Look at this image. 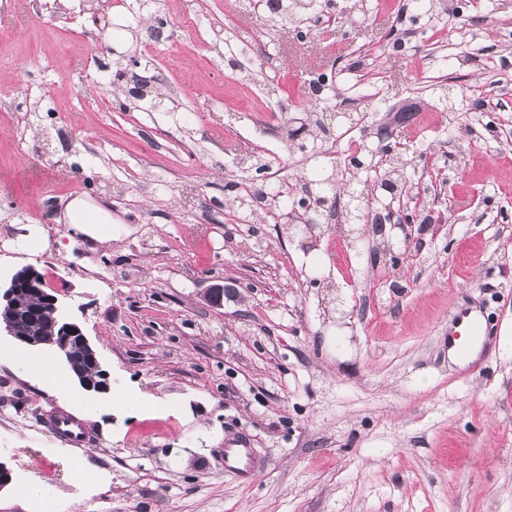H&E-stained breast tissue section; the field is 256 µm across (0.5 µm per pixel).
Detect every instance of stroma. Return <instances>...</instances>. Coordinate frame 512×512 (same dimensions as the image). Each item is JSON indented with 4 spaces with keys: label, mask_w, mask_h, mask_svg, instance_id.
<instances>
[{
    "label": "stroma",
    "mask_w": 512,
    "mask_h": 512,
    "mask_svg": "<svg viewBox=\"0 0 512 512\" xmlns=\"http://www.w3.org/2000/svg\"><path fill=\"white\" fill-rule=\"evenodd\" d=\"M59 3L0 0V274L43 275L111 390L72 445L43 415L83 389L0 335V512H25L14 488L32 481L51 512H512V0H336L302 40L248 0H148L130 27ZM259 40L272 65L245 56ZM322 74L340 115L315 155L298 122ZM386 120L390 167L445 177L403 198L417 243L374 262L364 225L310 245L251 211L262 181L364 182L348 160ZM76 198L111 215V243L68 235ZM467 307L494 323L469 365L448 354ZM238 434L266 461L249 484L224 473ZM81 458L97 483L74 477Z\"/></svg>",
    "instance_id": "1"
}]
</instances>
